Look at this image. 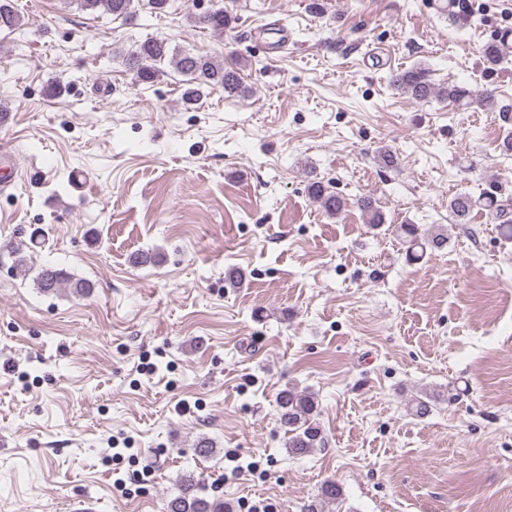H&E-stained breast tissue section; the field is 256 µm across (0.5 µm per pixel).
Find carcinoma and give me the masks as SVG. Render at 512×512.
<instances>
[{
	"label": "carcinoma",
	"mask_w": 512,
	"mask_h": 512,
	"mask_svg": "<svg viewBox=\"0 0 512 512\" xmlns=\"http://www.w3.org/2000/svg\"><path fill=\"white\" fill-rule=\"evenodd\" d=\"M80 9L95 13L102 11L116 18H127L134 12V0H75ZM192 22L217 34L232 28L237 18L232 14L215 9L205 14L190 16ZM22 26V18L12 0H0V29L15 30ZM509 50L505 40L496 36L481 47V60L487 71H495L508 62ZM126 65L135 75L139 84H151L166 73L170 67L186 77L187 88L183 97L187 104L198 101L204 89H221L229 95L241 91L240 75L237 69L224 66V61L208 55L178 54L170 51L167 42L161 38H148L132 45L126 54ZM393 85L408 93L415 100L440 97L460 109L477 108L486 112H506L508 108L499 104L490 91L476 93L465 84L453 83L438 88L428 79L426 70L418 67L396 75ZM313 200L329 216H339L346 209L345 198L328 190L320 181L309 186ZM365 223L378 226L385 223L381 207L370 197L357 201ZM448 207L453 216L465 220L473 211H484L487 215L501 220L502 232L512 237V222L505 219L507 204L492 192L477 197L460 192L453 196ZM397 232L407 244L406 256L418 261L427 250L442 249L448 243V236L442 232L421 234L414 224H401ZM67 281L65 273L53 266L41 267L34 276L35 287L43 295H51ZM279 424L288 434L287 449L291 456H305L324 444V437L315 415L318 409L316 397L310 391L287 387L277 397ZM201 484L193 479L182 481L179 493L166 503L165 512H230L224 501L209 499L202 495ZM342 496V487L335 481H328L321 487L317 500L308 504L304 512H322L323 505L332 504Z\"/></svg>",
	"instance_id": "cac0c4a2"
}]
</instances>
